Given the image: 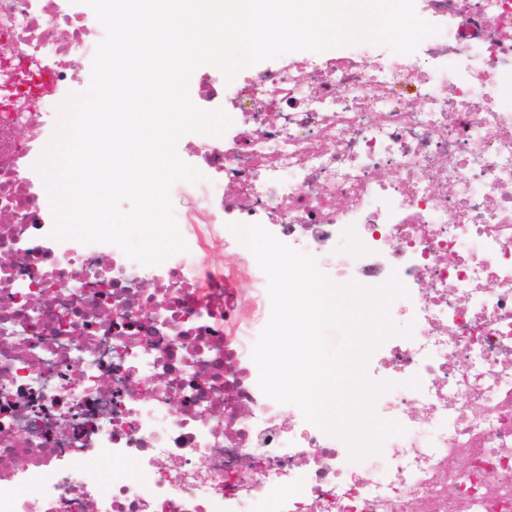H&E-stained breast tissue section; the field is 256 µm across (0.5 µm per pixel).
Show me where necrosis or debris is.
<instances>
[{
  "instance_id": "1",
  "label": "necrosis or debris",
  "mask_w": 512,
  "mask_h": 512,
  "mask_svg": "<svg viewBox=\"0 0 512 512\" xmlns=\"http://www.w3.org/2000/svg\"><path fill=\"white\" fill-rule=\"evenodd\" d=\"M414 2L439 31L410 54L291 52L229 99L200 73L232 124L177 193L187 251L144 266L49 236L35 165L82 79L59 58L99 43L89 6L0 0V512H512V0ZM232 222L335 284L406 287L410 335L367 363L404 429L380 452L351 459L260 390L268 278L210 259Z\"/></svg>"
}]
</instances>
